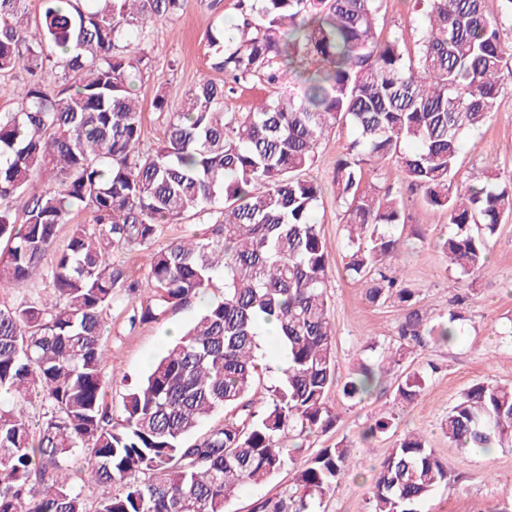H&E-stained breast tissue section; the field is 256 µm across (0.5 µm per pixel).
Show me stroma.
<instances>
[{
    "mask_svg": "<svg viewBox=\"0 0 512 512\" xmlns=\"http://www.w3.org/2000/svg\"><path fill=\"white\" fill-rule=\"evenodd\" d=\"M239 20L237 0H186L177 15L151 25L149 39L142 44L151 59L140 87L145 145H157L163 138V119L153 106L156 91H163L174 110L200 79L222 80V73L210 67L206 35ZM379 29L382 36L398 38L408 50H415L423 20L414 0H384ZM351 139V132L344 128L323 141L311 176L322 187L316 217L331 252L326 284L336 329V375L345 379L362 361L380 364L384 367L381 389L360 403L330 390L326 401L336 416L333 425L307 438L302 457L288 462L270 482L244 485L229 502L227 512H259L261 503L288 497L306 459L341 440L350 447L353 465L315 512H372L374 479L380 465L396 442L410 433L424 434L448 470V485L433 493L423 512H512V447L488 453L458 448L441 429L449 408L473 383L489 379L512 384V218L500 224L490 239L487 267L460 277L436 246L439 236L448 231L445 214L426 207L420 193L408 189L394 163L371 170L370 181L381 190L401 194L407 206L409 222L404 226L395 267L415 290L416 308L431 320L447 318L449 310L456 307L464 316L453 343L428 344L400 365L388 366L406 309L390 301L369 303L362 282L343 272L346 249L332 173ZM490 162L501 178L512 177V83L504 85L487 125L466 136L456 185H467ZM416 226L425 231V240L414 238ZM203 308L199 301L168 311L161 322L134 326L126 303L113 304L107 317L102 374L111 385L106 402L114 416L122 414L127 385L140 381L150 362L164 352L170 331L183 330ZM414 371L424 376L425 385L414 403L400 402L395 397L396 386L406 373ZM382 417L392 419V428L362 441V430Z\"/></svg>",
    "mask_w": 512,
    "mask_h": 512,
    "instance_id": "1",
    "label": "stroma"
}]
</instances>
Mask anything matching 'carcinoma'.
Returning <instances> with one entry per match:
<instances>
[{
  "mask_svg": "<svg viewBox=\"0 0 512 512\" xmlns=\"http://www.w3.org/2000/svg\"><path fill=\"white\" fill-rule=\"evenodd\" d=\"M26 0H0V75L25 72L19 105L0 112V288L24 289L0 309V512H89L72 464L98 488L94 512H226L246 483L275 477L302 451L299 440L332 426L335 330L325 278L330 249L315 218L321 185L308 173L317 148L352 130L332 181L344 207L345 271L372 304L408 309L391 359L458 336L459 310L429 323L414 291L388 275L406 224L403 200L366 182L367 166L394 162L424 205L451 231L437 247L461 275L487 267L488 240L512 217V179L487 165L455 187L461 136L495 111L512 79V43L483 0H417L424 31L410 55L376 34L383 0H238L242 21L206 36L210 68L175 112L160 93L165 131L143 148L135 82L150 67L130 38L175 15L184 0H43L24 22ZM298 86L247 112L224 100L251 78ZM47 175V187H31ZM68 243L56 229L74 209ZM219 214L205 232L160 250L164 225ZM150 251L142 280L116 253ZM222 281V296L168 345L114 421L105 403V316L122 295L131 325L158 322ZM278 324L283 360L262 409L252 392L269 367L261 323ZM377 370L361 365L343 395L363 401ZM423 377L398 383L412 403ZM23 403L38 411L29 416ZM222 424L196 437L214 414ZM460 448L512 442V386L482 380L448 410ZM344 441L298 471L297 490L272 512H314L317 497L350 471ZM448 471L427 438L398 441L375 479L372 512H418Z\"/></svg>",
  "mask_w": 512,
  "mask_h": 512,
  "instance_id": "cac0c4a2",
  "label": "carcinoma"
}]
</instances>
